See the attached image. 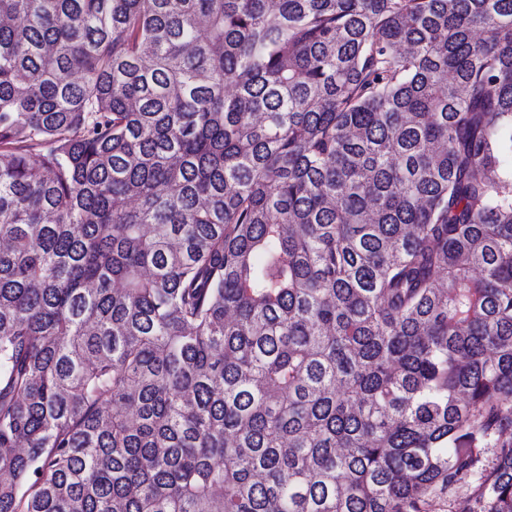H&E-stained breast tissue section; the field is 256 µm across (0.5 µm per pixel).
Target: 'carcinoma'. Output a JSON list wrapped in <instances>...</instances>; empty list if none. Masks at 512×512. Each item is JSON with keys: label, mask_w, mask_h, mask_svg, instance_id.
Listing matches in <instances>:
<instances>
[{"label": "carcinoma", "mask_w": 512, "mask_h": 512, "mask_svg": "<svg viewBox=\"0 0 512 512\" xmlns=\"http://www.w3.org/2000/svg\"><path fill=\"white\" fill-rule=\"evenodd\" d=\"M474 474L512 512V0H0V512Z\"/></svg>", "instance_id": "1"}]
</instances>
